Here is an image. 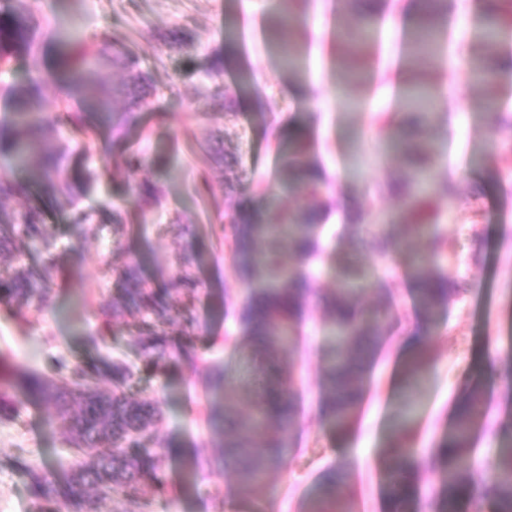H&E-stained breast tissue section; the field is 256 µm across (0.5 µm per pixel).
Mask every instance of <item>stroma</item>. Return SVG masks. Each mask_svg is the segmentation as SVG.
I'll use <instances>...</instances> for the list:
<instances>
[{"label":"stroma","mask_w":512,"mask_h":512,"mask_svg":"<svg viewBox=\"0 0 512 512\" xmlns=\"http://www.w3.org/2000/svg\"><path fill=\"white\" fill-rule=\"evenodd\" d=\"M56 0H31L41 24L35 49L42 69H56L61 56L54 38ZM271 0H75L84 38L97 42L112 30L137 29L134 53L152 78L142 107V126L126 139L145 157L140 175L163 191L160 207L135 203L128 181L115 170L119 148L108 126L99 129L89 168L94 178L77 203L53 197L37 184L31 170L16 166L0 153V173L21 188L6 209L36 206L54 237L51 306L40 316H11L0 308V361L12 369L49 373L57 358L79 362L91 356L88 336L106 338L105 353L138 367L131 392L161 401L164 416L158 435L169 451L163 491L148 493L144 512H302L304 501L323 484L324 474L343 464L350 479L336 497L354 498L358 512H388L387 471L392 451V416L403 393L402 365L416 337L430 352L427 375L412 446L420 463L416 512H437L436 448L453 430V413L466 378L484 386L483 430L472 441L470 464L492 473L504 430H512V129L485 117L483 86L470 82L467 69L481 66L484 52L475 39L482 0H454L449 24L461 47L465 68L453 70L447 55L438 56L431 76L442 95L431 122L424 128L438 160L435 180L455 188L450 201L435 205L436 221L427 236L418 237L400 224L403 203L388 183L403 177L400 154L387 150L378 136V114L403 113L397 102L410 77L399 57L404 47L401 28L381 24L375 40L359 55L372 79L345 77L346 43L340 20L360 8L359 0H309L304 13L292 16L304 70L284 71L266 37ZM322 34H315L314 26ZM177 30L185 47H169L161 36ZM224 59V73L214 78L208 58ZM233 94L234 111L224 109ZM268 119H260L257 107ZM310 146L309 156L326 171L329 188L320 200L328 216L316 233L330 254L315 271V288L326 293L339 281L338 264L350 259L363 286L355 297L372 325L385 324V309L402 317V332L385 343L370 370V385L351 431L337 433L320 412L322 357L332 327L321 306L308 310L303 337L281 361L294 366L295 391L301 413L287 464L272 473L262 489L240 486L231 471L207 463L193 466L194 448L207 442L219 452L222 425L210 412L222 396L210 387L208 373L216 366L242 370V348L225 344L241 336L231 299H243L246 286L224 249L230 228L221 213L251 204L258 217L292 214L312 205L302 187H288L280 178L279 154L288 152L297 136ZM207 185H200V174ZM121 208L124 227L112 222ZM358 211L357 226L347 215ZM91 215L94 235L78 239L77 225ZM181 223H172V216ZM192 219L197 286L185 296L197 322L186 328L175 322L172 339L191 333L197 359L168 363L159 372L144 371L137 347L142 322L121 311L103 320L100 308L112 296L111 263L132 258L140 262L153 287H163L178 269L184 219ZM448 242L433 272L462 283L458 296L428 328L416 313L409 264L426 254L431 236ZM393 239L388 256L379 242ZM493 366L500 380L487 378ZM16 412L0 419V512H51V505L29 494L33 472L51 468L67 473L73 463L69 433L54 417L53 406L12 394L0 379ZM24 456L25 467L14 459Z\"/></svg>","instance_id":"obj_1"}]
</instances>
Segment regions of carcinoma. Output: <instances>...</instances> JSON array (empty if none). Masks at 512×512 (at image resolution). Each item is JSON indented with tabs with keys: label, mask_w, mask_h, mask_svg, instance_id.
<instances>
[{
	"label": "carcinoma",
	"mask_w": 512,
	"mask_h": 512,
	"mask_svg": "<svg viewBox=\"0 0 512 512\" xmlns=\"http://www.w3.org/2000/svg\"><path fill=\"white\" fill-rule=\"evenodd\" d=\"M390 4L380 0L376 8L360 11L343 19L348 52L356 57L359 40L366 37ZM448 22V0H426L415 16L410 56L411 76L406 83L407 103L429 108L435 99V89L429 77V57L441 46V34ZM38 34L29 0H12L10 15L0 17V68L10 64L17 53H32ZM476 37L489 56L512 46V0H499L485 10ZM61 82L69 93L94 102V116L112 126L118 138L141 122V114L128 108L112 109L109 90L97 77L106 64L121 66L127 72V82L141 85L146 75L137 61L124 34L114 33L102 39L95 48L81 45L64 58ZM15 97L16 117L0 128V152L22 161L34 159L35 178L52 194L73 195L69 180L70 166L80 165L91 150L90 136L96 126L87 112L66 113V123L81 138L62 142L54 135V121L47 117L41 104L42 87L34 81L20 90H11ZM487 110L498 125L512 127V114L498 106L493 94H488ZM381 129L398 138L411 173L404 180L391 182V190L403 198L402 219L412 231L421 232L432 223L433 204L452 197L451 186L442 181H428V172L435 159V149L422 138V122L404 123L392 115L380 117ZM144 166L139 150L124 147L117 170L133 183L136 201L157 206L161 190L155 184L138 179ZM282 172L303 185L313 196L324 187V171L308 157L307 145L299 141L283 159ZM232 229L229 249L240 269L249 292L236 310L237 320L264 353L268 368L275 371L273 386L257 395L249 417L244 423L231 418L238 393L258 380L255 371L239 375L217 372L211 383L224 390L225 419L222 459L224 466L237 472L241 484L258 489L270 471L285 465L291 445V431L297 422L299 408L294 390L293 367L280 365V353L294 343L296 329L306 305L318 299L336 332L329 346L322 372L325 393L322 410L336 430L344 432L353 426L357 409L367 388L365 362L375 354L380 342L372 338L373 329L360 317L354 301L356 292L353 270L346 266L339 286L331 293L317 296L312 277L303 269L288 265L287 256H297L303 265L323 253L316 235V223L321 211L310 209L295 216L278 214L266 222L243 210L225 214ZM42 249L45 260L39 265L21 263V247ZM51 241L44 224L43 213L33 207L6 212L0 207V304L15 316L22 312H42L51 303L49 280L54 269L50 252ZM193 257L185 252L180 268L168 286L156 290L147 285L138 263H125L115 269L116 291L102 309L109 318L119 308L135 310L150 321V328L139 337V349L147 368L159 369L169 360L194 359L191 347L176 344L165 332V326L180 318L191 328L197 321L193 310L178 306V298L195 286L190 267ZM411 279L416 291V307L421 319L431 323L458 292L459 283L443 274H433L423 261L411 262ZM423 349L405 365L408 391H414L428 361ZM68 372L62 382L35 372L17 374L13 387L21 395L54 406L56 416L68 428L73 449L84 457L70 475L59 478L51 469L32 476L30 494L37 500L58 505L64 512H99V505L109 497L118 496L125 504L122 512H141V501L147 491H161L165 482L167 455L155 434L162 415L158 400H134L127 394L135 372L125 362L101 355L82 365L69 367L64 359L58 362V372ZM108 381L111 389L96 388ZM483 392L480 382L468 378L464 394L454 413L453 434L439 448L445 464L440 473V512H465L470 490L487 479L472 471L468 451L472 433L480 417ZM411 428L407 420L399 422L398 457L388 478V497L396 512H407L413 497L412 474L418 462L409 448ZM506 443L498 449L496 474L492 478L490 502L494 512H512V434L504 435ZM342 479L337 470L326 483V494L306 501L303 512H355L352 500H337L334 486Z\"/></svg>",
	"instance_id": "1"
}]
</instances>
